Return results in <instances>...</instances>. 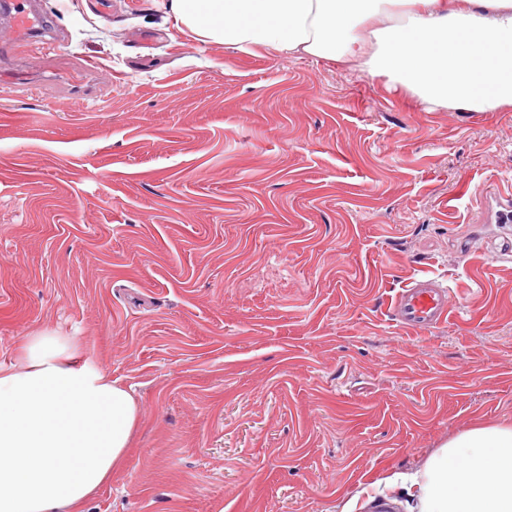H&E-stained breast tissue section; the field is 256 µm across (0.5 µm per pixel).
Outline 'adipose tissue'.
<instances>
[{"instance_id": "ef3b65f1", "label": "adipose tissue", "mask_w": 512, "mask_h": 512, "mask_svg": "<svg viewBox=\"0 0 512 512\" xmlns=\"http://www.w3.org/2000/svg\"><path fill=\"white\" fill-rule=\"evenodd\" d=\"M169 10L205 43L356 63L428 111L512 107V0H170ZM17 355L0 366V512H84L128 459L136 401L72 337L32 333ZM362 494L406 512H512V425L473 427L420 472Z\"/></svg>"}]
</instances>
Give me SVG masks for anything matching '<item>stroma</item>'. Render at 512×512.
<instances>
[{
    "mask_svg": "<svg viewBox=\"0 0 512 512\" xmlns=\"http://www.w3.org/2000/svg\"><path fill=\"white\" fill-rule=\"evenodd\" d=\"M63 40L0 97V364L72 336L133 395L84 512H342L512 424V108L425 111L352 64L243 53L166 0H41ZM98 91H66L87 64ZM451 290L405 330L390 298ZM391 320L406 330H428L448 319V288L423 278L398 291L389 302Z\"/></svg>",
    "mask_w": 512,
    "mask_h": 512,
    "instance_id": "obj_1",
    "label": "stroma"
}]
</instances>
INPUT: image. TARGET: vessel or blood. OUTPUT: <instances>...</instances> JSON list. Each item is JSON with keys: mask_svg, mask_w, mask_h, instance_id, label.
Instances as JSON below:
<instances>
[{"mask_svg": "<svg viewBox=\"0 0 512 512\" xmlns=\"http://www.w3.org/2000/svg\"><path fill=\"white\" fill-rule=\"evenodd\" d=\"M51 34L36 0H0V53L31 43L53 46ZM388 312L400 328L431 329L448 318V289L429 278L416 280L391 298Z\"/></svg>", "mask_w": 512, "mask_h": 512, "instance_id": "obj_1", "label": "vessel or blood"}]
</instances>
